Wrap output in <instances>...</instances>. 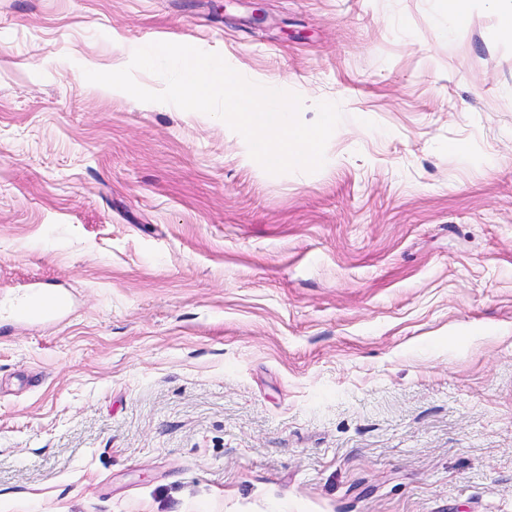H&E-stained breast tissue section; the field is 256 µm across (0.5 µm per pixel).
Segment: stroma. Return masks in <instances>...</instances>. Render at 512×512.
Masks as SVG:
<instances>
[{
	"instance_id": "stroma-1",
	"label": "stroma",
	"mask_w": 512,
	"mask_h": 512,
	"mask_svg": "<svg viewBox=\"0 0 512 512\" xmlns=\"http://www.w3.org/2000/svg\"><path fill=\"white\" fill-rule=\"evenodd\" d=\"M443 22L0 0V512H512V42ZM153 42L337 103L322 169L86 81Z\"/></svg>"
}]
</instances>
